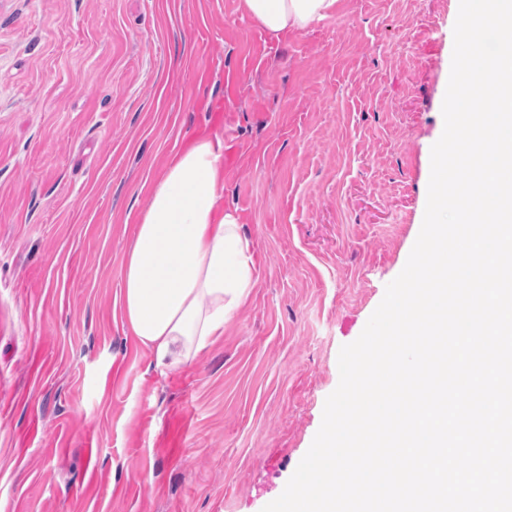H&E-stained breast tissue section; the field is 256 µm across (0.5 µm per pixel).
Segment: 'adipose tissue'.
<instances>
[{
	"mask_svg": "<svg viewBox=\"0 0 512 512\" xmlns=\"http://www.w3.org/2000/svg\"><path fill=\"white\" fill-rule=\"evenodd\" d=\"M337 0H240L272 38L296 34ZM224 142L188 144L154 182L126 248L118 303L159 373L187 366L224 334L256 285L235 209L222 207Z\"/></svg>",
	"mask_w": 512,
	"mask_h": 512,
	"instance_id": "adipose-tissue-1",
	"label": "adipose tissue"
}]
</instances>
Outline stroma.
I'll use <instances>...</instances> for the list:
<instances>
[{
	"label": "stroma",
	"instance_id": "stroma-1",
	"mask_svg": "<svg viewBox=\"0 0 512 512\" xmlns=\"http://www.w3.org/2000/svg\"><path fill=\"white\" fill-rule=\"evenodd\" d=\"M459 0H338L271 38L239 0H0V512H262L420 233ZM224 142L258 282L150 367L121 263L150 186Z\"/></svg>",
	"mask_w": 512,
	"mask_h": 512
}]
</instances>
